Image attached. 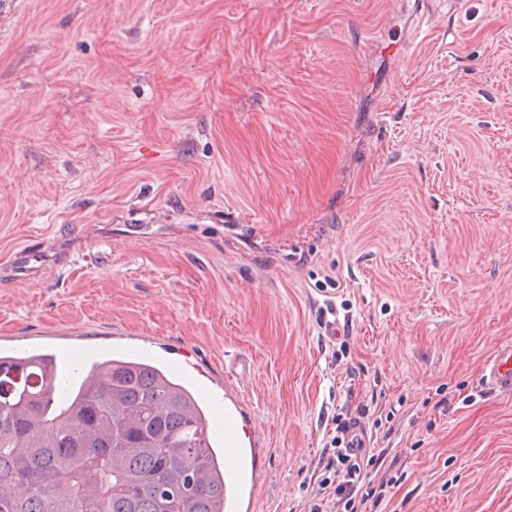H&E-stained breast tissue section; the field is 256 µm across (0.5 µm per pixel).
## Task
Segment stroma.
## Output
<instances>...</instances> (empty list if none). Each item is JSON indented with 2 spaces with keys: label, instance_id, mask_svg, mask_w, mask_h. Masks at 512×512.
<instances>
[{
  "label": "stroma",
  "instance_id": "1",
  "mask_svg": "<svg viewBox=\"0 0 512 512\" xmlns=\"http://www.w3.org/2000/svg\"><path fill=\"white\" fill-rule=\"evenodd\" d=\"M508 343L512 0H0L1 354L154 362L216 448L250 362L251 512L371 403L385 512H512ZM22 273L41 272L49 262L44 249L36 244H27L17 256ZM486 383L490 389H512V345L501 346L489 362Z\"/></svg>",
  "mask_w": 512,
  "mask_h": 512
}]
</instances>
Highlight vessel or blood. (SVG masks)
<instances>
[{
	"label": "vessel or blood",
	"mask_w": 512,
	"mask_h": 512,
	"mask_svg": "<svg viewBox=\"0 0 512 512\" xmlns=\"http://www.w3.org/2000/svg\"><path fill=\"white\" fill-rule=\"evenodd\" d=\"M24 272L42 271L48 262L43 248L25 245L18 256ZM486 381L493 389H512V345L501 346L489 362ZM260 453L244 447L237 437L236 419L224 417V512H244V499L252 495L261 476Z\"/></svg>",
	"instance_id": "obj_1"
}]
</instances>
